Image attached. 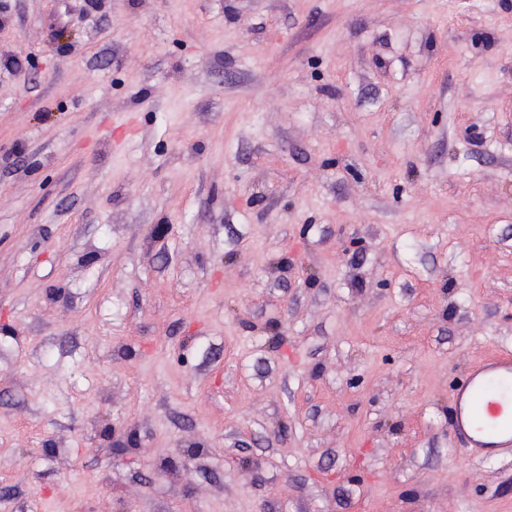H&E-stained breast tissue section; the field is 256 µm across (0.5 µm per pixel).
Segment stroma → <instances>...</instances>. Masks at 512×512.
Segmentation results:
<instances>
[{
  "instance_id": "obj_1",
  "label": "stroma",
  "mask_w": 512,
  "mask_h": 512,
  "mask_svg": "<svg viewBox=\"0 0 512 512\" xmlns=\"http://www.w3.org/2000/svg\"><path fill=\"white\" fill-rule=\"evenodd\" d=\"M512 0H0V512H512ZM455 432L471 448L512 447V356L482 358L453 390Z\"/></svg>"
}]
</instances>
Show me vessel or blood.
Masks as SVG:
<instances>
[{
  "label": "vessel or blood",
  "mask_w": 512,
  "mask_h": 512,
  "mask_svg": "<svg viewBox=\"0 0 512 512\" xmlns=\"http://www.w3.org/2000/svg\"><path fill=\"white\" fill-rule=\"evenodd\" d=\"M455 432L469 447H512V356L482 358L453 390Z\"/></svg>",
  "instance_id": "obj_1"
}]
</instances>
